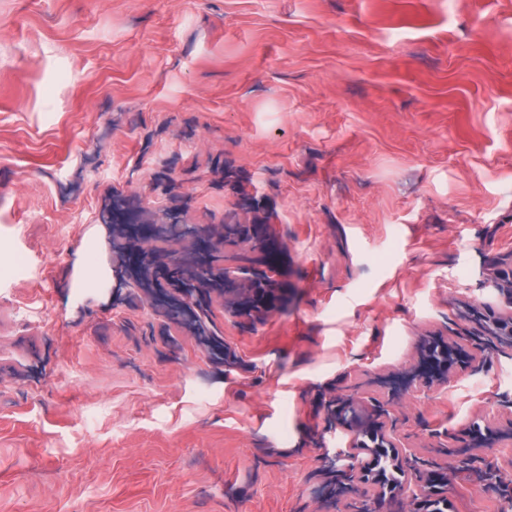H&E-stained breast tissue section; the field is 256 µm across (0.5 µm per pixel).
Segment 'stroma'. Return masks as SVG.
I'll use <instances>...</instances> for the list:
<instances>
[{
	"label": "stroma",
	"instance_id": "obj_1",
	"mask_svg": "<svg viewBox=\"0 0 512 512\" xmlns=\"http://www.w3.org/2000/svg\"><path fill=\"white\" fill-rule=\"evenodd\" d=\"M173 252L268 274V314L179 316L141 285ZM511 256L512 0H0V512H346L353 387L452 467L512 416L470 338ZM449 335L448 384L389 397ZM485 457L447 512H505L512 436ZM221 237L224 240L230 237H240V234L246 235L257 245H264L268 239L266 225L263 224H220ZM497 441V431L494 423L486 422L483 428L474 426V445L472 448H445L448 456L453 457L456 462L468 471L474 469L476 463L485 462L480 455L479 449L493 445Z\"/></svg>",
	"mask_w": 512,
	"mask_h": 512
}]
</instances>
